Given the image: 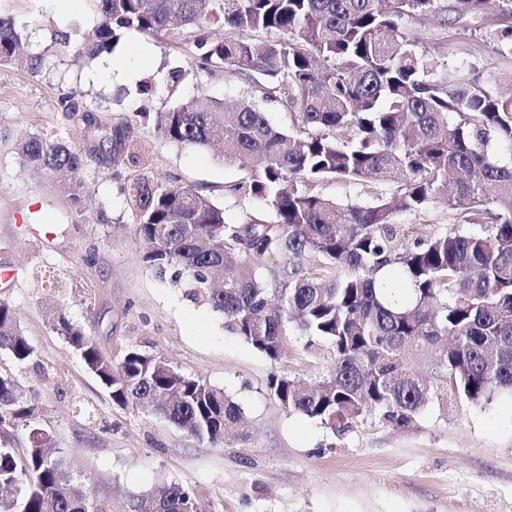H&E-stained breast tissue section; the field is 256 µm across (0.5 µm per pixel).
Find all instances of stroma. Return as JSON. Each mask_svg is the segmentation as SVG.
<instances>
[{
	"mask_svg": "<svg viewBox=\"0 0 512 512\" xmlns=\"http://www.w3.org/2000/svg\"><path fill=\"white\" fill-rule=\"evenodd\" d=\"M0 16L23 24L26 53L43 57L35 71L24 62L0 65V270L10 272L0 298L34 348L22 365L0 349V372L35 407L28 424L0 430V448L23 457L30 430H46L54 456L109 512L171 482L189 485L202 512H512V399L444 410L433 403L408 429L369 415L342 434L286 412L267 389L269 374L315 382L330 367L327 348L293 334L284 357L271 362L170 275L145 266L137 219L120 191L123 146L89 159L82 177L94 212L81 218L53 180L24 165L16 147L25 135L82 144L81 128L61 107L71 94L108 125L131 122L155 178L218 192L238 181L242 170L215 149L169 143L154 126L152 113L177 103L167 92L169 71L188 64L170 41L130 32L91 60L55 40L98 24L87 0H0ZM403 27L421 49L447 43L435 78L473 60L488 87L512 88V63L488 48L471 57L473 38L458 25L432 18ZM146 83L151 94H140ZM244 92L237 79L202 71L181 96L233 101ZM99 210L107 222L97 220ZM50 302L113 359L137 348L224 389L244 411L246 440L211 446L162 418L113 405L48 325Z\"/></svg>",
	"mask_w": 512,
	"mask_h": 512,
	"instance_id": "35a3bbf8",
	"label": "stroma"
}]
</instances>
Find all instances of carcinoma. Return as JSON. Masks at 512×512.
<instances>
[{
  "mask_svg": "<svg viewBox=\"0 0 512 512\" xmlns=\"http://www.w3.org/2000/svg\"><path fill=\"white\" fill-rule=\"evenodd\" d=\"M489 0H91L100 16L79 49L108 52L123 35L168 36L193 64L172 72L168 92L200 70L223 71L246 97L203 107L190 99L155 115L171 143L223 146L224 160L247 174L224 187L239 202L260 199L271 217L227 224L208 187L157 182L146 172L122 176L137 217L141 261L159 274L175 268L187 295L224 315L225 327L273 362L297 331L324 343L331 366L312 386L273 372L267 388L289 413L342 433L367 414L396 429L412 427L435 402L490 404L512 394V95L490 90L475 67L453 80L431 78L434 57L403 32L404 18L483 16ZM222 27L223 37L210 33ZM23 26L0 18V64L23 46ZM483 42L512 60V25L485 28ZM266 103L289 109L273 126ZM67 118L104 142L124 138L80 110ZM24 163L51 176L74 212H87L80 173L91 157L28 134ZM329 181L362 184L375 196L345 206L322 193ZM396 187L386 199L379 189ZM445 201L455 224H403ZM276 271L261 272L264 261ZM391 275L398 296L380 293ZM48 323L80 354L112 402L154 413L200 442L242 440V408L224 390L189 377L165 358L129 349L115 364L94 336L56 309ZM0 349L23 364L34 349L9 301L0 299ZM18 385L0 375V428L26 421ZM33 429L23 464L0 448V485H26L21 502L0 512H104L90 505L62 459ZM124 512H200L191 488L171 483L130 498Z\"/></svg>",
  "mask_w": 512,
  "mask_h": 512,
  "instance_id": "carcinoma-1",
  "label": "carcinoma"
}]
</instances>
